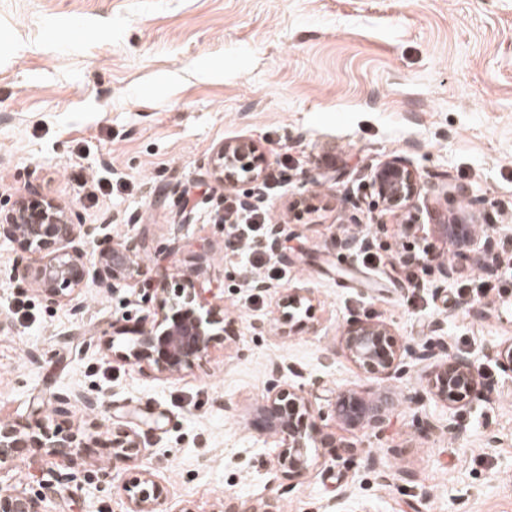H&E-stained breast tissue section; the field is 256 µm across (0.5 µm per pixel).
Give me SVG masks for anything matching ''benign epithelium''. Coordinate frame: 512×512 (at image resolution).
I'll return each instance as SVG.
<instances>
[{
	"label": "benign epithelium",
	"mask_w": 512,
	"mask_h": 512,
	"mask_svg": "<svg viewBox=\"0 0 512 512\" xmlns=\"http://www.w3.org/2000/svg\"><path fill=\"white\" fill-rule=\"evenodd\" d=\"M212 172L220 183L236 187L246 182L262 184L266 168L258 148L250 139L226 141L210 160ZM369 187L372 204L386 212L409 213L421 184L416 170L402 157L385 161L371 174ZM104 224H77L71 211L52 199L17 200L10 209L0 212V241L18 244L23 253L37 256V264L24 263L19 257L10 276L22 278L51 305L65 304L77 312L81 309L77 295L86 287L87 269L94 267V281L100 288L118 285L135 286L144 275L138 261L140 252L149 247L145 239L112 241L102 232ZM444 236L457 240V246L474 242L464 224L442 226ZM499 257L497 239L485 232L477 250L476 264L483 271L494 270ZM311 301L307 291H294L281 303V320L291 324L294 311ZM168 308L152 323L133 331L134 338L121 346L118 355L144 375L174 376L191 369L205 359L211 348L225 340L224 306L212 304L203 309L198 288L190 276L180 278L173 294L160 300ZM341 348L346 357L370 378H391L400 374L408 356L420 360L430 355L419 353L397 337L383 321L353 320L345 327ZM478 368L466 355H451L448 360L429 364L427 389L435 400L444 404L470 402L480 396ZM389 399L381 396L367 400L351 390L338 391L331 404L337 421L375 431L384 423ZM266 432L279 440L280 451L270 469L273 479L305 476L313 463L315 448H329L332 441L320 434L317 422L324 412L313 407L304 385L286 381L280 368L272 372L265 403L260 408ZM88 447L83 436L63 432L48 422L36 427L0 422V465L13 460L20 448H47L55 454L78 457ZM113 456L121 457L140 448L138 435L129 429L112 432ZM128 512H167L163 487L149 473H144L129 489ZM0 512H38L37 501L0 486ZM224 512H281L280 501L270 496L260 504L249 499L229 503Z\"/></svg>",
	"instance_id": "1"
}]
</instances>
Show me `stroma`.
I'll return each instance as SVG.
<instances>
[{
	"label": "stroma",
	"instance_id": "35a3bbf8",
	"mask_svg": "<svg viewBox=\"0 0 512 512\" xmlns=\"http://www.w3.org/2000/svg\"><path fill=\"white\" fill-rule=\"evenodd\" d=\"M237 138L263 153L262 205L282 228L260 269L241 264L215 221L244 190L217 182L208 161ZM395 156L420 176L412 232L368 205L371 172ZM40 196L150 249L144 285L87 286L76 314L12 278L19 250L0 242V421L89 438L74 459L26 449L1 485L43 512H127L125 488L145 471L170 512L271 495L283 512H332L341 493L348 512H512V373L497 357L512 341V282L483 274L440 230L474 217L512 256V0H0V210ZM351 232L372 240L375 263L345 257ZM428 252L452 277L423 270ZM269 265L280 278L254 290ZM184 274L213 290L234 334L190 371L145 376L104 334L150 321L151 295ZM479 277L493 289L475 301L461 289ZM298 288L312 302L292 332L280 305ZM359 319L418 349L443 343L441 360L471 356L488 398L428 399L426 364L413 358L401 376L366 377L340 350ZM276 364L330 390L389 394L380 438L362 444V430L327 415L336 446L317 449L305 477L271 481L279 449L257 410ZM78 391L101 407L59 412ZM418 411L462 436L423 432ZM116 425L144 448L113 457Z\"/></svg>",
	"mask_w": 512,
	"mask_h": 512
}]
</instances>
